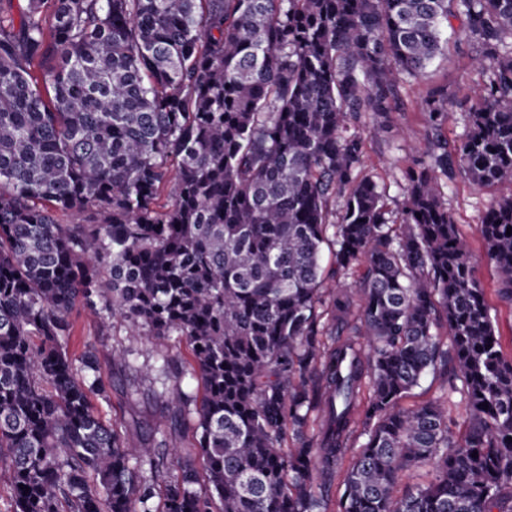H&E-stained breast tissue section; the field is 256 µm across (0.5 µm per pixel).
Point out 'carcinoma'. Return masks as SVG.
Here are the masks:
<instances>
[{"label": "carcinoma", "instance_id": "carcinoma-1", "mask_svg": "<svg viewBox=\"0 0 512 512\" xmlns=\"http://www.w3.org/2000/svg\"><path fill=\"white\" fill-rule=\"evenodd\" d=\"M451 17L489 74L452 149L448 88L424 99L396 221L359 177V128L385 131ZM459 176L512 186V0H0L7 512H331L340 475L337 512H512V358L444 200ZM509 227L512 192L477 227L512 305ZM325 246L350 286L325 288ZM79 300L101 327L186 338L200 398L152 367L169 419L196 416L173 468L170 432L131 444L95 412ZM450 360L442 396L402 405ZM427 463L434 481L394 495Z\"/></svg>", "mask_w": 512, "mask_h": 512}]
</instances>
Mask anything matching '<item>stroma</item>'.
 <instances>
[{"instance_id":"35a3bbf8","label":"stroma","mask_w":512,"mask_h":512,"mask_svg":"<svg viewBox=\"0 0 512 512\" xmlns=\"http://www.w3.org/2000/svg\"><path fill=\"white\" fill-rule=\"evenodd\" d=\"M448 36L445 58L429 70L426 79L401 85L399 106L390 115L389 131L378 138L368 136L364 139L362 172L386 186L389 204L395 210L401 208L404 200L401 176L412 163L410 148L422 143L425 121L421 110L422 100L432 88L440 85L447 86L449 94L473 96L485 81L482 71L471 64V58L477 54L478 49L467 39L459 21H452L449 25ZM493 196V191L476 189L461 177L445 191L448 208L454 214L461 233L468 239L477 258L476 276L495 310L503 351L512 356V307L498 299L497 279L493 268L483 256V243L476 231ZM72 319L75 335L69 348L70 353L79 354L87 343L99 344L102 357L101 376L112 386L110 401L98 399L94 402L98 415L107 423L117 424L121 434L132 438L140 436L143 423L161 422L160 406L152 397L145 395L135 402L127 399L125 391L136 375L112 364L110 354L114 348H124L138 364L143 365L153 362L156 353L162 352L180 365L189 359L185 340L173 336L148 342L145 337L133 335L129 324L119 317L110 319L106 327H99L93 312L80 303L74 307Z\"/></svg>"}]
</instances>
